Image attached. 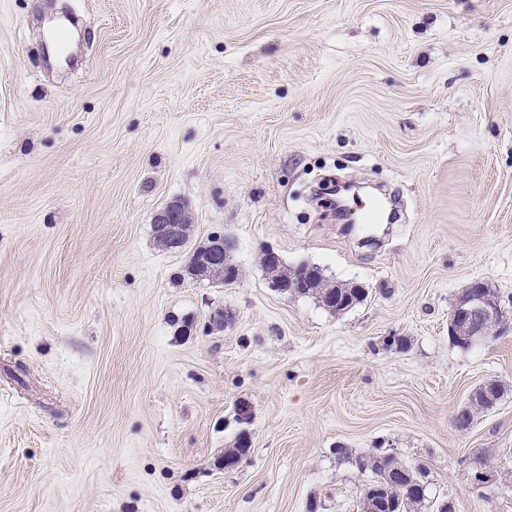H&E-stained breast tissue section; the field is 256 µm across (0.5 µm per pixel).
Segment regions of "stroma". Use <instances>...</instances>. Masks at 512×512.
<instances>
[{
    "mask_svg": "<svg viewBox=\"0 0 512 512\" xmlns=\"http://www.w3.org/2000/svg\"><path fill=\"white\" fill-rule=\"evenodd\" d=\"M176 201L182 253L152 227ZM216 231L238 279L186 278ZM268 248L365 299L273 290ZM474 281L512 313V0H0V512H357L380 449L512 512V327L448 338Z\"/></svg>",
    "mask_w": 512,
    "mask_h": 512,
    "instance_id": "stroma-1",
    "label": "stroma"
}]
</instances>
